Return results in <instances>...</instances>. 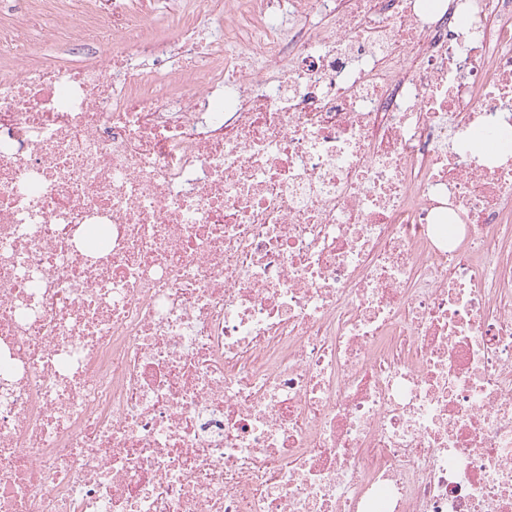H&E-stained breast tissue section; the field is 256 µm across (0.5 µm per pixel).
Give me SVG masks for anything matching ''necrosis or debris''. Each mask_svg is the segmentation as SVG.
Masks as SVG:
<instances>
[{
  "mask_svg": "<svg viewBox=\"0 0 512 512\" xmlns=\"http://www.w3.org/2000/svg\"><path fill=\"white\" fill-rule=\"evenodd\" d=\"M202 2L0 21V512H512L503 0ZM133 11L143 15L144 22L150 26L162 20L168 7L167 0H126ZM57 17L54 13H45L31 19L29 24V37L33 40L39 55L35 58L39 62H52L62 58H72V47L63 45L56 37Z\"/></svg>",
  "mask_w": 512,
  "mask_h": 512,
  "instance_id": "4bbe7bcc",
  "label": "necrosis or debris"
}]
</instances>
